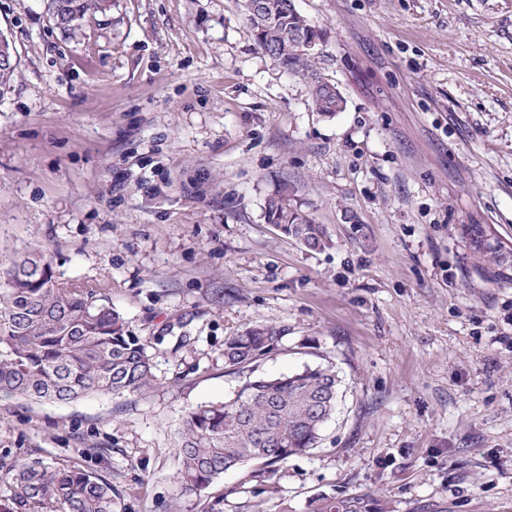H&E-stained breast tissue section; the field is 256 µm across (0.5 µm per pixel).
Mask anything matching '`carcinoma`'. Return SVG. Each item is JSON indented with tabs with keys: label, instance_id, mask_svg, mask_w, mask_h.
<instances>
[{
	"label": "carcinoma",
	"instance_id": "carcinoma-1",
	"mask_svg": "<svg viewBox=\"0 0 512 512\" xmlns=\"http://www.w3.org/2000/svg\"><path fill=\"white\" fill-rule=\"evenodd\" d=\"M259 48L287 73L308 79L312 106L332 119L343 111L336 85L321 74L325 59L300 50L291 33L324 43V32L293 0H245ZM50 19L68 35L82 30L110 0H47ZM268 222L310 249L330 245L323 229L294 205L288 184L266 203ZM490 224H464L475 271L490 282H511L507 265L486 234ZM0 394L33 402L69 403L89 396L143 392L154 385L151 358L123 317L101 302L98 289L56 281L42 252L14 260L0 272ZM285 328L261 324L229 337L225 363L239 371L278 348ZM340 380L331 366L245 380L236 396L198 406L182 420L176 448L183 491L200 492L225 471L248 463L273 466L314 448L336 410ZM12 494L0 512H113L112 482L73 466L38 462L12 466L3 476ZM312 512H372L362 499L313 501Z\"/></svg>",
	"mask_w": 512,
	"mask_h": 512
}]
</instances>
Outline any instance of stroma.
Masks as SVG:
<instances>
[{"label": "stroma", "instance_id": "1", "mask_svg": "<svg viewBox=\"0 0 512 512\" xmlns=\"http://www.w3.org/2000/svg\"><path fill=\"white\" fill-rule=\"evenodd\" d=\"M325 33L328 119L258 48L241 0H115L75 38L43 0H0V261L46 253L152 357L148 391L0 398L21 460L112 483L115 512H512V282L475 271L465 224L512 244V0H295ZM311 250L267 220L281 184ZM288 333L255 366H334L317 448L181 492L177 432L245 380L228 336ZM312 512H372L371 503L362 499H347L336 502L335 499L322 498L313 501Z\"/></svg>", "mask_w": 512, "mask_h": 512}]
</instances>
